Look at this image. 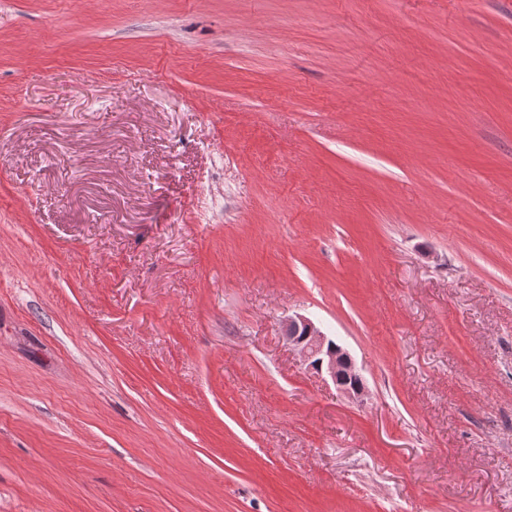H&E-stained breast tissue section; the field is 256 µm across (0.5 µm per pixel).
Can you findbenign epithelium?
Masks as SVG:
<instances>
[{
  "mask_svg": "<svg viewBox=\"0 0 512 512\" xmlns=\"http://www.w3.org/2000/svg\"><path fill=\"white\" fill-rule=\"evenodd\" d=\"M285 335L311 370L326 373L340 392L356 399L365 397L364 380L356 371L350 353L331 344L328 336L310 318L303 315L288 318Z\"/></svg>",
  "mask_w": 512,
  "mask_h": 512,
  "instance_id": "benign-epithelium-1",
  "label": "benign epithelium"
}]
</instances>
